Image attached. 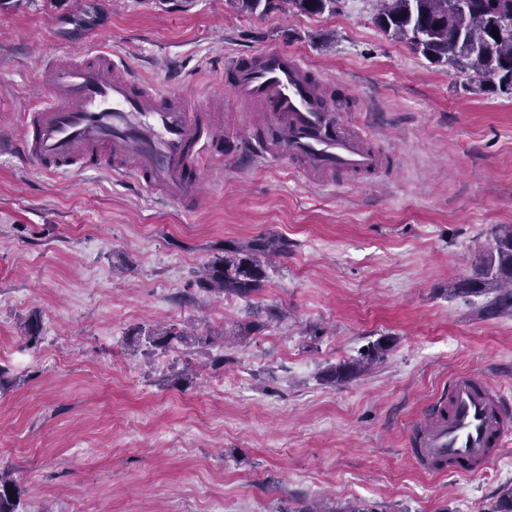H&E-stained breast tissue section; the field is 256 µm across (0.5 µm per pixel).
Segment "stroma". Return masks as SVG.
Segmentation results:
<instances>
[{
  "label": "stroma",
  "instance_id": "stroma-1",
  "mask_svg": "<svg viewBox=\"0 0 512 512\" xmlns=\"http://www.w3.org/2000/svg\"><path fill=\"white\" fill-rule=\"evenodd\" d=\"M374 0L247 14L229 0H0V142L42 94L40 59L98 48L160 90L242 110L224 61L294 51L394 167L315 187L295 170L207 167L191 215L101 170L41 174L0 152V467L25 512H496L512 444L476 475L422 472L406 435L462 373L512 398V317L453 297L512 224V94L433 64L374 21ZM287 240L250 299L198 285L225 245ZM41 322L28 346L24 325ZM195 325L213 345L147 351L141 331ZM342 383L329 368L380 337ZM390 338L383 336L376 342L367 346L366 352L360 353V357L348 363L339 364L332 367L327 378L333 383H341L347 379L359 375L368 367L380 360L386 350H388Z\"/></svg>",
  "mask_w": 512,
  "mask_h": 512
}]
</instances>
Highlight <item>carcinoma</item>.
<instances>
[{"instance_id": "obj_1", "label": "carcinoma", "mask_w": 512, "mask_h": 512, "mask_svg": "<svg viewBox=\"0 0 512 512\" xmlns=\"http://www.w3.org/2000/svg\"><path fill=\"white\" fill-rule=\"evenodd\" d=\"M240 12L253 14L276 7L273 0H231ZM339 0H282L300 13L320 14L336 9ZM376 23L393 37L408 43L434 64H451L471 71L489 88L512 90V0H378ZM499 37H494L493 33ZM288 253V242L259 237L224 249V258L207 266L203 289L224 296L249 298L265 288L261 256ZM455 295L493 294L485 306L491 317H512V225L493 232V244L474 266L472 274L452 284ZM140 341L154 350L174 342L208 346L214 337L192 334L170 326L150 329ZM389 348L383 336L367 346L360 357L330 369L327 378L341 383L380 360ZM23 490L9 470L0 468V512H24Z\"/></svg>"}]
</instances>
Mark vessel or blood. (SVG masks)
Wrapping results in <instances>:
<instances>
[{
    "mask_svg": "<svg viewBox=\"0 0 512 512\" xmlns=\"http://www.w3.org/2000/svg\"><path fill=\"white\" fill-rule=\"evenodd\" d=\"M224 68L232 99L263 110L244 134L225 133L208 102L159 91L97 47L46 59L45 93L24 113L16 146L38 171L129 175L186 213L200 203L205 167L226 157L289 166L320 186L393 165L366 128L343 121L321 75L298 55L268 47L228 58ZM510 440L512 399L491 394L474 374L453 378L409 435L418 466L430 474L481 473Z\"/></svg>",
    "mask_w": 512,
    "mask_h": 512,
    "instance_id": "obj_1",
    "label": "vessel or blood"
}]
</instances>
